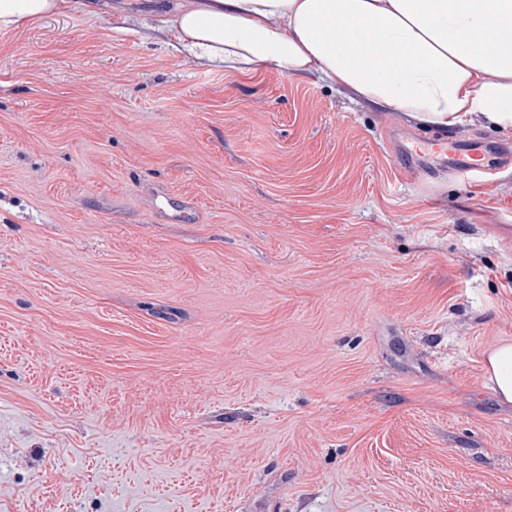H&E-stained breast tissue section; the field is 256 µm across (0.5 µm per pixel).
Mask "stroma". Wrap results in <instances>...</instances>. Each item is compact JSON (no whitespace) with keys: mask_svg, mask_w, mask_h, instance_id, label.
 <instances>
[{"mask_svg":"<svg viewBox=\"0 0 512 512\" xmlns=\"http://www.w3.org/2000/svg\"><path fill=\"white\" fill-rule=\"evenodd\" d=\"M416 130L147 16L0 31V512H512V161ZM417 152L444 154L450 160L451 169L461 176H468L474 171L492 174L497 168L476 163L482 159V146L476 143H458L446 135H425L416 144ZM450 156V157H449ZM487 372L502 402L512 404V343H502L489 352Z\"/></svg>","mask_w":512,"mask_h":512,"instance_id":"obj_1","label":"stroma"}]
</instances>
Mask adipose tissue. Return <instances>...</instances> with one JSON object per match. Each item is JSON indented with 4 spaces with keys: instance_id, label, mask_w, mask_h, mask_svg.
I'll return each instance as SVG.
<instances>
[{
    "instance_id": "adipose-tissue-1",
    "label": "adipose tissue",
    "mask_w": 512,
    "mask_h": 512,
    "mask_svg": "<svg viewBox=\"0 0 512 512\" xmlns=\"http://www.w3.org/2000/svg\"><path fill=\"white\" fill-rule=\"evenodd\" d=\"M178 50L317 77L424 128L512 134V0H151ZM95 0H0V30Z\"/></svg>"
}]
</instances>
